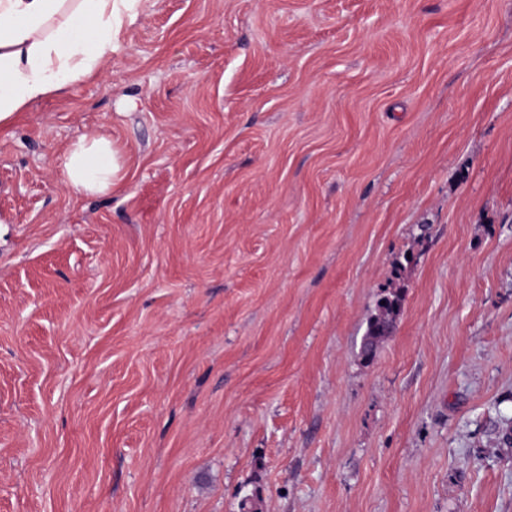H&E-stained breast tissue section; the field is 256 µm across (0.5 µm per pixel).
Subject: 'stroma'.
I'll return each instance as SVG.
<instances>
[{
	"mask_svg": "<svg viewBox=\"0 0 512 512\" xmlns=\"http://www.w3.org/2000/svg\"><path fill=\"white\" fill-rule=\"evenodd\" d=\"M245 499L512 512V0H150L0 127V512ZM125 177L120 149L104 135H83L64 153L62 182L76 196L111 192ZM384 301L385 305L380 304V312L371 322L367 336L364 340L369 341L372 344V348L370 350H363V354L366 357L372 355L374 346L376 347L379 340L384 337L379 334L381 325H389L392 328L394 327V312L398 307V300L385 299Z\"/></svg>",
	"mask_w": 512,
	"mask_h": 512,
	"instance_id": "1",
	"label": "stroma"
}]
</instances>
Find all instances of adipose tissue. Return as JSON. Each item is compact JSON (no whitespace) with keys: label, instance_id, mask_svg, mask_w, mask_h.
Wrapping results in <instances>:
<instances>
[{"label":"adipose tissue","instance_id":"1","mask_svg":"<svg viewBox=\"0 0 512 512\" xmlns=\"http://www.w3.org/2000/svg\"><path fill=\"white\" fill-rule=\"evenodd\" d=\"M147 0H0V125L101 73L125 22ZM126 177L111 138L81 136L66 149L62 182L74 195L104 194Z\"/></svg>","mask_w":512,"mask_h":512}]
</instances>
